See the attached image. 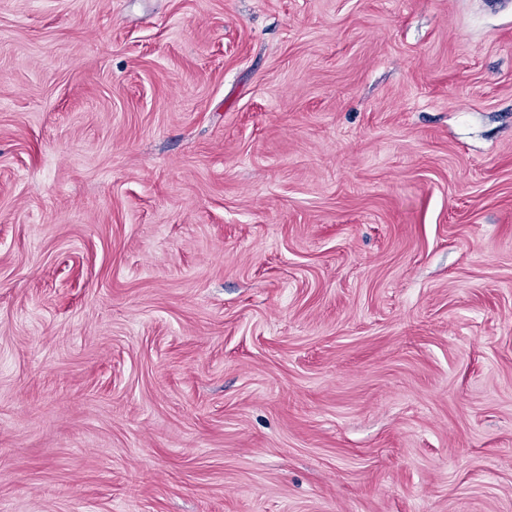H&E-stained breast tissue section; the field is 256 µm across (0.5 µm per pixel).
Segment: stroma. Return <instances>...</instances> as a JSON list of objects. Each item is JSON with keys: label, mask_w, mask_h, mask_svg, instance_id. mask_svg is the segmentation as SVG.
Wrapping results in <instances>:
<instances>
[{"label": "stroma", "mask_w": 512, "mask_h": 512, "mask_svg": "<svg viewBox=\"0 0 512 512\" xmlns=\"http://www.w3.org/2000/svg\"><path fill=\"white\" fill-rule=\"evenodd\" d=\"M0 512H512V11L0 0Z\"/></svg>", "instance_id": "stroma-1"}]
</instances>
